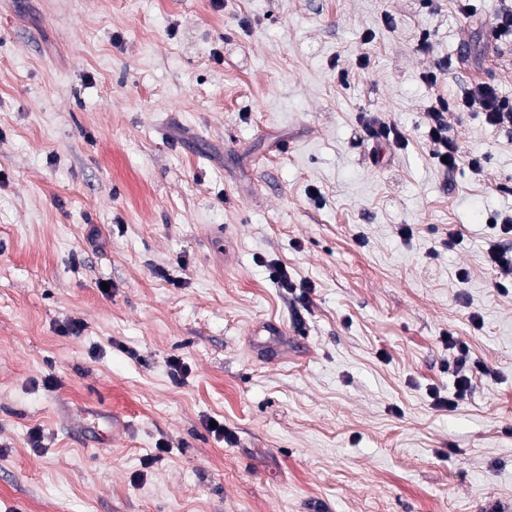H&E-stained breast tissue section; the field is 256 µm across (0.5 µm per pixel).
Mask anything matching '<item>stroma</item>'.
<instances>
[{
  "mask_svg": "<svg viewBox=\"0 0 512 512\" xmlns=\"http://www.w3.org/2000/svg\"><path fill=\"white\" fill-rule=\"evenodd\" d=\"M474 5L0 0V512H512V131L428 151L436 97L512 100ZM450 334L496 378L446 412ZM366 132L371 138L388 140L397 149H402L408 144L406 137L397 125L377 116L366 124ZM486 262L496 273L495 288L501 295L512 293V248L499 238L489 239L485 251ZM275 283L280 288H283L288 294H296L295 298L301 304H307L310 300V294L314 290V286L309 281L295 282L288 274V270L285 267L277 268L275 271Z\"/></svg>",
  "mask_w": 512,
  "mask_h": 512,
  "instance_id": "obj_1",
  "label": "stroma"
}]
</instances>
